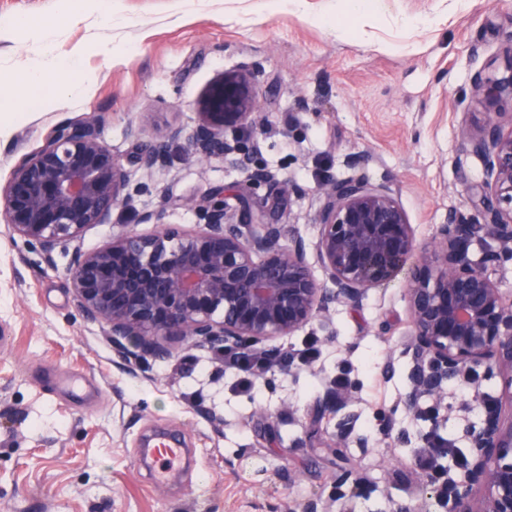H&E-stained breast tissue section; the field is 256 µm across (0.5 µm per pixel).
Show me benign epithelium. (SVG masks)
<instances>
[{
	"instance_id": "obj_1",
	"label": "benign epithelium",
	"mask_w": 512,
	"mask_h": 512,
	"mask_svg": "<svg viewBox=\"0 0 512 512\" xmlns=\"http://www.w3.org/2000/svg\"><path fill=\"white\" fill-rule=\"evenodd\" d=\"M475 92L512 100V59L503 71L478 81ZM190 132L173 128L200 160L222 157L253 185L284 194L294 186L257 163L262 127L256 74L224 71L196 103ZM504 113H484L481 126L462 132L483 166V179L468 188L470 223L456 211L437 227L429 245L417 242L398 194L389 182L363 172L321 183L316 237L307 241L268 221L265 207L238 196L229 207L215 189L195 205L204 223L190 232L163 227L151 236L122 230L112 242L85 251V228L109 224L116 209L133 208L122 159L100 140L87 120H64L42 148L22 156L0 188V214L12 235L40 249L51 264L58 251L72 252L70 287L86 318L106 326L121 363L135 369L147 358H166L171 344L187 338L227 355L259 353L263 370L280 366L267 342L291 335L318 318L329 304L358 306L367 294L406 275L404 299L411 330L404 342L415 410L421 396L443 397L449 385L479 367L494 369L505 392L483 404L482 425L469 434L464 480L448 512H512V299L485 270L512 259V127ZM131 163L151 176L167 167L164 146L137 150ZM172 197L159 192L156 209L141 224H161ZM496 248L481 262L469 257L473 240ZM323 279H318L314 267Z\"/></svg>"
}]
</instances>
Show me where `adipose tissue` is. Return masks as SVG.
I'll return each mask as SVG.
<instances>
[{
  "label": "adipose tissue",
  "mask_w": 512,
  "mask_h": 512,
  "mask_svg": "<svg viewBox=\"0 0 512 512\" xmlns=\"http://www.w3.org/2000/svg\"><path fill=\"white\" fill-rule=\"evenodd\" d=\"M28 95L23 107H16L10 99L0 100V112L21 116L38 112L50 104H63L81 96L94 81L92 74L82 72L79 56L62 61L53 54H45L41 64L24 76Z\"/></svg>",
  "instance_id": "ef3b65f1"
}]
</instances>
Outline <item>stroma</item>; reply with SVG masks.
<instances>
[{
  "instance_id": "obj_1",
  "label": "stroma",
  "mask_w": 512,
  "mask_h": 512,
  "mask_svg": "<svg viewBox=\"0 0 512 512\" xmlns=\"http://www.w3.org/2000/svg\"><path fill=\"white\" fill-rule=\"evenodd\" d=\"M385 0L382 13L342 36L336 0H301L280 10L273 0H112L115 23L97 13L73 16L68 0H0V18L22 15L29 31H0V97L19 94L24 71L45 50L61 59L82 51L95 71L88 93L62 108L0 121V188L22 155L36 152L56 124L95 122L103 144L127 160L135 147L169 129H191L195 102L222 71L254 67L262 164L296 190L273 215L305 239L317 234L318 184L353 174L355 157L376 182L390 180L421 244L448 212L466 217L467 188L481 181L462 128L479 127L488 101L474 93L493 59L512 55V0ZM111 42L114 60L95 46ZM169 165L145 175L132 211L87 228L90 250L126 228L156 232L138 214L154 209L159 191L173 196L165 223L195 229L188 199L223 188L227 203L269 186L250 187L223 158L198 160L183 143L168 145ZM71 255L45 263L37 247L0 225V512H301L317 500L331 512H393L399 502L443 512L422 491L413 464L431 433L454 443L440 457L450 483L463 470L467 434L480 426L474 394L499 395L500 378L479 376L468 391L424 396L408 411V360L401 344L409 314L404 279L368 293L358 307L331 305L328 317L276 339L289 352L314 343L311 364L277 368L244 389L214 350L176 343L170 357L135 370L119 365L99 323L76 308ZM349 379L347 407L325 409L338 374ZM354 411L355 433L370 447H337L336 432ZM394 423L385 433L384 420ZM187 442L169 486L152 482L141 442L157 429Z\"/></svg>"
}]
</instances>
